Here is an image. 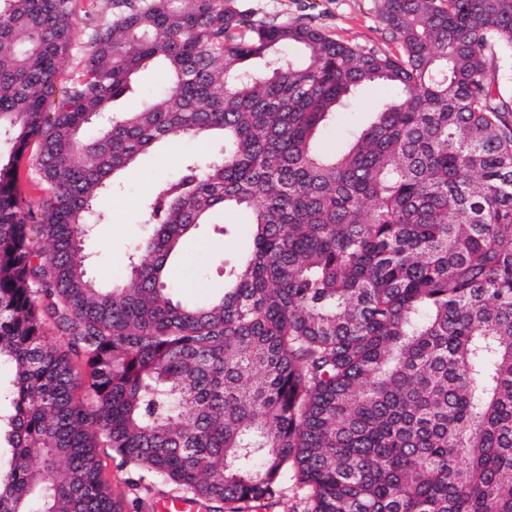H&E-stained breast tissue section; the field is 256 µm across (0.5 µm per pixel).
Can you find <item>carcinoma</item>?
Here are the masks:
<instances>
[{
    "instance_id": "obj_1",
    "label": "carcinoma",
    "mask_w": 512,
    "mask_h": 512,
    "mask_svg": "<svg viewBox=\"0 0 512 512\" xmlns=\"http://www.w3.org/2000/svg\"><path fill=\"white\" fill-rule=\"evenodd\" d=\"M107 2L58 91L77 0H0V512H116L101 448L215 512L288 478L292 512H512V0H381L397 57L233 0ZM150 66L168 90L140 92ZM376 84L370 122L320 146ZM174 135L216 143L96 281L97 198ZM237 209L249 253L179 299L183 242ZM39 143L32 139L18 163V184L24 199V213L40 218L43 202L47 196L46 186L39 173Z\"/></svg>"
}]
</instances>
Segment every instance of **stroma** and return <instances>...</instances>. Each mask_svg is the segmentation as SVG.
I'll list each match as a JSON object with an SVG mask.
<instances>
[{"instance_id": "1", "label": "stroma", "mask_w": 512, "mask_h": 512, "mask_svg": "<svg viewBox=\"0 0 512 512\" xmlns=\"http://www.w3.org/2000/svg\"><path fill=\"white\" fill-rule=\"evenodd\" d=\"M236 6L252 13L255 18L282 23H307L332 39L373 48L391 56L401 48L391 36L379 13L380 0H235ZM100 9L92 13L78 11L76 15V47L60 62L55 87H63L78 71L87 51V31ZM386 87L363 91L358 104L337 114L335 124L324 132L326 144L339 143L343 135L364 126L371 108L386 97ZM213 148L210 139L173 136L146 154L132 170L122 173L121 185L105 194L97 203L102 216L94 236L85 244L86 251L96 253L98 260L92 276L107 284L126 273L125 259L130 243L141 231L140 213L143 199L161 183L172 178L181 161L189 155L203 157ZM18 184L24 199V212L40 216L47 196L39 173V143L30 141L18 163ZM224 219L236 227L234 234L220 236L211 225H202L197 234L186 242L181 256L171 270L178 287V296L185 301H203L224 286V266L234 261L246 249L251 235L246 213L229 211ZM105 477L117 512H155L159 499L179 494L175 486L140 480L133 470L113 460L109 449H101Z\"/></svg>"}]
</instances>
